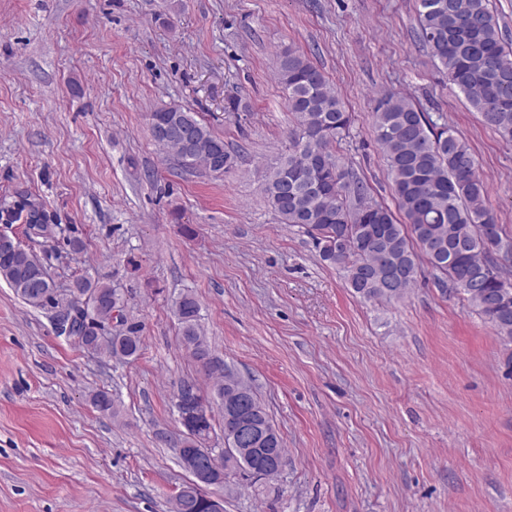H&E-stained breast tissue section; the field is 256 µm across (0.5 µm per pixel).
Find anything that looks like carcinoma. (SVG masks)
Here are the masks:
<instances>
[{
	"label": "carcinoma",
	"instance_id": "obj_1",
	"mask_svg": "<svg viewBox=\"0 0 512 512\" xmlns=\"http://www.w3.org/2000/svg\"><path fill=\"white\" fill-rule=\"evenodd\" d=\"M415 35L438 62L448 84L465 95L482 122L512 141V43L489 8V0H418ZM278 78L295 117L287 153L262 183L268 204L282 223L307 233L321 262L343 270L348 288L363 301H398L413 288L421 259L441 288L463 294L500 337L512 342V282H506L492 248L505 243L502 225L486 204V187L469 144L447 124H438L402 94L377 99V141L391 176L403 220L372 199L367 186L330 150L349 131L351 115L323 73L291 47L278 55ZM155 141L173 152L182 169L208 171L214 145L224 143L197 119L172 105L150 113ZM190 124L194 138L166 140V126ZM0 280L34 308L60 305L75 312L69 339L100 359L130 360L140 355V330L127 326L112 335V306L118 299L107 284L86 276L75 280L78 298L59 297L46 266L32 252L0 248ZM180 340L214 379L217 399L245 395L250 418L268 437L256 443L233 441L237 422L224 420V467L247 479L271 478L287 462L284 440L254 385L229 365L210 368L215 356L201 323L200 306L190 292L175 301ZM98 411L119 413L112 393L89 395ZM172 512H209L207 502L187 495Z\"/></svg>",
	"mask_w": 512,
	"mask_h": 512
}]
</instances>
